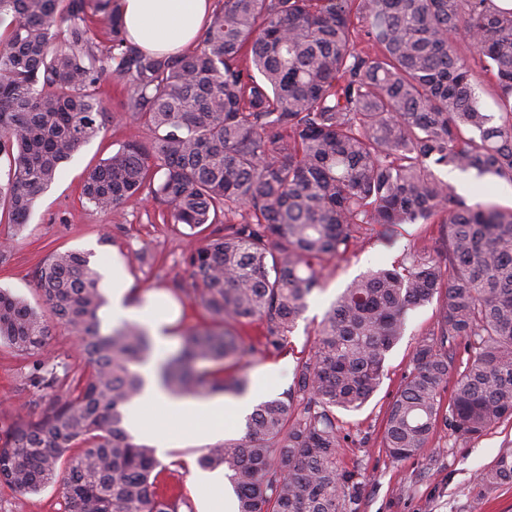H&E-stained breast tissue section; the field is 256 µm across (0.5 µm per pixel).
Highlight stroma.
Returning <instances> with one entry per match:
<instances>
[{"label": "stroma", "mask_w": 512, "mask_h": 512, "mask_svg": "<svg viewBox=\"0 0 512 512\" xmlns=\"http://www.w3.org/2000/svg\"><path fill=\"white\" fill-rule=\"evenodd\" d=\"M135 139L150 143L151 133L126 121L108 124L104 134L65 163L60 178L38 199L28 224H0V242L7 244L0 257V288L10 289L32 307L42 308L37 284L44 259L57 250L78 251L101 274L104 294H111L112 276L117 273L128 286V298L156 303L174 317L182 330L209 325L205 313L191 307L186 297L192 280L185 262L190 240L184 226L154 220L153 209L146 203L101 214L81 197L86 172ZM454 188L470 200L505 211L512 209V185L506 182L489 178L477 186L464 177L455 182ZM441 238L439 225L413 224L389 244L381 239L377 226L363 227L357 251L324 270L323 288L309 298L303 319L288 338L286 351L247 358L242 368L225 367V378L243 374L252 380L271 368L275 376L264 395H283L294 385L297 358L313 346L318 323L347 284L368 270L391 265L412 246ZM435 322V305L411 311L403 338L388 355L379 389L361 410L337 415L346 437L339 450V466L351 476L349 492L356 512H512V484L488 489L476 481L480 470L512 448V418L502 420L475 440L438 429L427 447L399 461L391 459L382 446L388 406L411 363L417 339L429 333ZM29 364L27 357L0 343V422L17 413L42 410L51 399V390L26 385L24 374ZM166 421L169 452L161 461L171 465L174 451L185 450L186 466L178 475L193 512H200L205 493L197 487L199 468L190 451L206 446L207 441L180 419ZM0 512H64V502L51 486L37 494H21L0 485Z\"/></svg>", "instance_id": "obj_1"}]
</instances>
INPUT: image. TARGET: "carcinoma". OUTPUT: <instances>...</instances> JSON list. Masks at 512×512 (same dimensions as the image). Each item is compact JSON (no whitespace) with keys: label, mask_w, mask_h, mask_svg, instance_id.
I'll use <instances>...</instances> for the list:
<instances>
[{"label":"carcinoma","mask_w":512,"mask_h":512,"mask_svg":"<svg viewBox=\"0 0 512 512\" xmlns=\"http://www.w3.org/2000/svg\"><path fill=\"white\" fill-rule=\"evenodd\" d=\"M98 14L110 29L103 46L89 36ZM0 26V221L26 223L62 164L104 133V79L125 86L112 120L154 134L90 169L81 195L104 213L149 202L197 241L188 299L215 328L183 333L161 364L173 395L243 392L246 380L226 386L196 364L284 350L323 269L355 250L364 225L388 236L443 226L446 252L413 247L344 288L294 388L256 404L242 438L198 449L199 467L224 470L237 512H352L336 412L369 401L407 314L435 301L437 325L416 341L385 419L389 456L416 454L440 424L471 439L512 417V210L470 203L438 175L512 185V6L222 0L197 45L172 56L127 37L119 0H0ZM38 290L81 340L82 369L39 415L0 426V483L23 494L53 486L66 512H192L126 428L148 331L102 332L100 276L80 253L50 254ZM243 322L260 336L227 329ZM50 336L42 314L0 289V341L31 358L35 386L58 380L44 359ZM459 343L470 354L456 364L448 346ZM476 479L512 482V451Z\"/></svg>","instance_id":"carcinoma-1"}]
</instances>
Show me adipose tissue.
<instances>
[{"label": "adipose tissue", "instance_id": "ef3b65f1", "mask_svg": "<svg viewBox=\"0 0 512 512\" xmlns=\"http://www.w3.org/2000/svg\"><path fill=\"white\" fill-rule=\"evenodd\" d=\"M211 10V0H121V13L127 33L141 48L150 53L169 54L194 41L203 20ZM126 286L121 278L112 280V319L147 320L158 342H165L164 329L170 323L166 315L145 317L143 309L127 304ZM148 385L129 407L132 424L143 430V408L162 406L168 413L189 420L198 433L208 437L223 430L225 417L236 416L250 409L252 398L227 400L223 395L181 398L167 394L154 372H147Z\"/></svg>", "mask_w": 512, "mask_h": 512}]
</instances>
